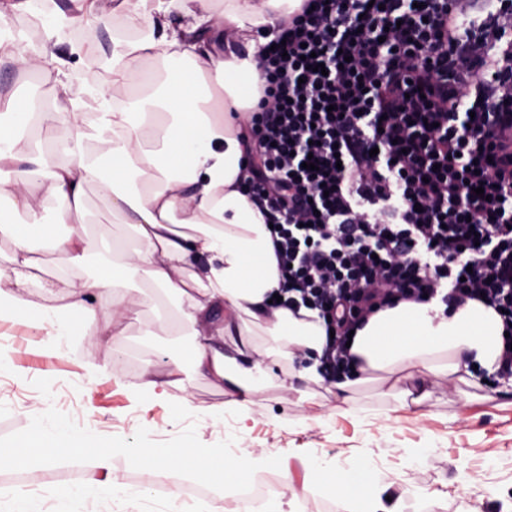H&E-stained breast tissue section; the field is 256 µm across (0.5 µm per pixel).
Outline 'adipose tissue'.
Listing matches in <instances>:
<instances>
[{
    "instance_id": "1",
    "label": "adipose tissue",
    "mask_w": 512,
    "mask_h": 512,
    "mask_svg": "<svg viewBox=\"0 0 512 512\" xmlns=\"http://www.w3.org/2000/svg\"><path fill=\"white\" fill-rule=\"evenodd\" d=\"M76 12L42 13L47 31L106 22L109 13L98 0H75ZM299 0H224L216 12L209 0H121L128 19H143L141 37L118 44L112 52V82L130 85L141 80L143 60L160 63L164 77L142 93L111 97L94 76L84 83L88 95L62 108L41 113L54 128L64 160L54 161L40 150L20 153L16 142L28 112L24 106L0 113V196L8 195L21 221L0 216V233L12 240V271L0 275V310L14 313L22 324L37 322L50 336H63L61 316L26 304L29 288L51 291L53 283L37 274L34 243L46 236L40 211L43 195L59 201L57 223L69 225L65 237L51 244L73 267L100 249L106 259L93 277L70 293L68 308L92 319L98 310H112V347L124 345V322L137 318L134 308L110 298L132 272L146 271L154 284L175 298L179 321L193 330L194 341L181 363L167 372L143 361L140 391L148 399L165 398L181 375L206 376L215 386L231 384L234 407L246 409L256 386L272 382L297 395L296 380L322 383L318 358L325 327L316 312L293 314L269 304L279 286L271 232L263 215L242 192L249 173L242 164L240 128L234 112L252 110L259 98V51L278 34L280 18ZM0 56L19 69L37 70L44 82L68 91L64 63L48 48L31 50L22 39L0 40ZM94 107L97 117L87 124L82 111ZM110 161L111 175L98 162H86L89 148ZM98 184L124 223L137 231L135 246H93L74 216L86 191ZM96 294V304L86 302ZM249 317L272 337L269 345L242 343L225 353L224 339L235 323ZM503 326L496 311L468 301L451 315L433 303L402 302L372 315L358 330L352 351L364 369L385 368L408 361L421 368L426 380L437 382L458 372L463 359L494 373ZM305 364L294 368L297 357ZM291 364L287 377L274 369ZM327 489L338 512H402V499L383 501L368 462L340 470H316L305 491Z\"/></svg>"
}]
</instances>
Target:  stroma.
<instances>
[{
  "label": "stroma",
  "instance_id": "stroma-1",
  "mask_svg": "<svg viewBox=\"0 0 512 512\" xmlns=\"http://www.w3.org/2000/svg\"><path fill=\"white\" fill-rule=\"evenodd\" d=\"M116 27L111 18L87 28L77 54L71 51L72 38L64 34L52 46L71 76L88 73L108 84ZM78 220L92 242L135 239L133 225L113 221L97 187L89 188ZM39 255L41 276L53 278L56 288L50 298L30 289L26 299L38 308L65 306L78 277L96 271L91 260L75 273L62 255L46 247ZM114 296L140 313L126 331L128 349L136 347V355L114 351L111 338L100 333L85 335V325L100 330L110 322L107 309L89 323L69 321L70 338L57 342L38 326L0 316V436L25 429L32 417L51 407L95 434L128 440L143 427L153 441L163 442L192 424L204 444L231 437L249 460L281 456L292 476L284 490L288 497L316 468L336 469L365 459L374 466L384 495L443 486L448 497L432 512H468L476 504L482 512H512V387L491 390L479 380L468 386L453 376L433 386L419 372L399 368L373 372L348 397L331 385H310L314 405L309 410L295 406L292 394L260 387L246 419L226 407V395L203 376L192 377L185 390H172L169 398L146 401L136 394L143 381L142 353H150L164 371L181 359L191 338L176 322L174 303L164 301L143 273L115 289ZM144 323L152 325L153 335H141ZM91 362L106 365V374L90 375ZM396 389L426 399L404 405L393 398ZM185 393L194 409L182 414L174 403ZM219 404L225 407L222 417L199 416V409Z\"/></svg>",
  "mask_w": 512,
  "mask_h": 512
}]
</instances>
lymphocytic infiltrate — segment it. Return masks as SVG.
I'll return each instance as SVG.
<instances>
[{
  "instance_id": "1",
  "label": "lymphocytic infiltrate",
  "mask_w": 512,
  "mask_h": 512,
  "mask_svg": "<svg viewBox=\"0 0 512 512\" xmlns=\"http://www.w3.org/2000/svg\"><path fill=\"white\" fill-rule=\"evenodd\" d=\"M264 49L246 193L282 307L317 312L328 383L379 310H500L512 383V0H301Z\"/></svg>"
}]
</instances>
